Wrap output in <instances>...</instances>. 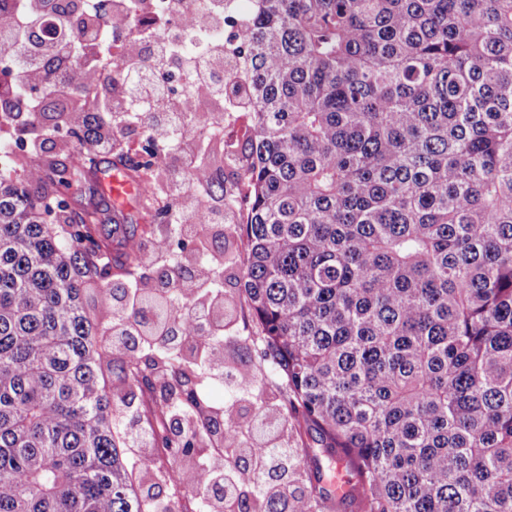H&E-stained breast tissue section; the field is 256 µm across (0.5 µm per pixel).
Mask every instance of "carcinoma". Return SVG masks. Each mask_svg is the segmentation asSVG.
<instances>
[{
  "label": "carcinoma",
  "instance_id": "obj_1",
  "mask_svg": "<svg viewBox=\"0 0 512 512\" xmlns=\"http://www.w3.org/2000/svg\"><path fill=\"white\" fill-rule=\"evenodd\" d=\"M142 2L58 19L53 0H0L16 44L56 24L39 86L0 82L18 105L0 121L43 128L74 22L102 39ZM253 2L249 39L199 57L235 71L229 94L192 88L213 130L180 195L158 181L179 138H153L158 112L113 111L110 69L49 116L69 150L24 147L0 179V512H178L188 493L193 512H512V0ZM226 112L251 127L244 209L218 177ZM200 121L178 113L185 135ZM117 165L136 216L102 185ZM224 210L228 240L200 222ZM236 239L253 343L281 378L251 413L200 391L238 318L217 244ZM109 374L152 396L149 471L182 474L163 497L131 481ZM338 460L352 480L335 493Z\"/></svg>",
  "mask_w": 512,
  "mask_h": 512
}]
</instances>
